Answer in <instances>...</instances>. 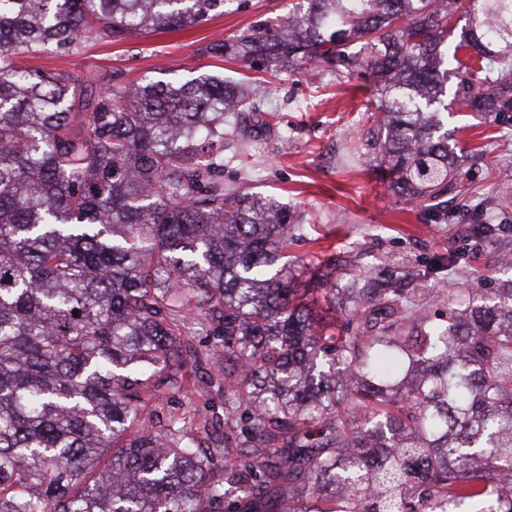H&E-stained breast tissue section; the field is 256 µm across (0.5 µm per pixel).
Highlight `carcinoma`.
I'll list each match as a JSON object with an SVG mask.
<instances>
[{
	"label": "carcinoma",
	"mask_w": 512,
	"mask_h": 512,
	"mask_svg": "<svg viewBox=\"0 0 512 512\" xmlns=\"http://www.w3.org/2000/svg\"><path fill=\"white\" fill-rule=\"evenodd\" d=\"M227 2L0 0V512H512V283L490 293L492 271L438 259L466 287L434 322L424 276L297 269L295 213L224 187L258 88L167 69L82 91L12 60L197 27ZM205 51L365 77L350 158L431 210L457 173L448 90L484 124L512 114V0H307ZM204 323L224 362L216 448L148 409L183 389Z\"/></svg>",
	"instance_id": "carcinoma-1"
}]
</instances>
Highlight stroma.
Segmentation results:
<instances>
[{"label": "stroma", "instance_id": "obj_1", "mask_svg": "<svg viewBox=\"0 0 512 512\" xmlns=\"http://www.w3.org/2000/svg\"><path fill=\"white\" fill-rule=\"evenodd\" d=\"M292 0H244L227 7L198 27L160 31L120 43L85 39L69 53L16 54L19 67L64 72L75 83L129 86L162 68L187 76L219 74L264 89L265 106L272 110L271 126L247 116L240 139L243 162L224 172L226 187L273 196L300 218L288 249L290 261L321 267L329 258L351 253L357 266L381 277H403L406 268L425 271L433 258L462 250L459 238L468 214L487 193L512 198V126L477 124L463 106L448 122L465 152L477 151L505 160L502 169L484 163L467 165L457 187L444 197L447 220L438 221L423 207L407 205L393 195L384 174L366 164H345L349 148L361 134L357 112L364 95L354 83L325 84L319 74L270 75L239 61L204 53L210 42L273 21L288 12ZM464 263L478 269L494 265L496 251L463 252ZM212 339L195 337L197 353L187 359L190 379L177 394L176 412L195 426H208L213 438L224 437V367L202 357Z\"/></svg>", "mask_w": 512, "mask_h": 512}]
</instances>
